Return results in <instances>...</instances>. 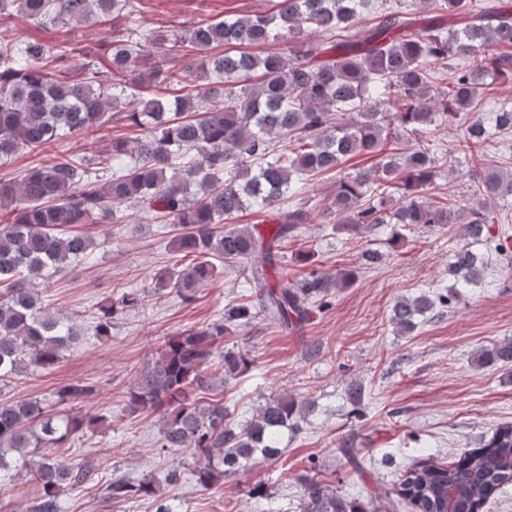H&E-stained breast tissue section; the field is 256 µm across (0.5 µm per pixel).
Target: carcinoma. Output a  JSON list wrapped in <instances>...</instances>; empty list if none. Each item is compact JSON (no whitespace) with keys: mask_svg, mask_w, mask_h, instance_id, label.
Wrapping results in <instances>:
<instances>
[{"mask_svg":"<svg viewBox=\"0 0 512 512\" xmlns=\"http://www.w3.org/2000/svg\"><path fill=\"white\" fill-rule=\"evenodd\" d=\"M438 16L416 28L406 12L382 13L378 0H274L265 14L205 19L185 33L146 32L131 0H0V22L15 16L36 28L57 31L56 51L39 38L0 34V161L20 152L39 154L46 145L77 138L110 141L96 156L63 154L34 161L16 183L0 182V381L30 368L53 370L77 336L78 323L46 308L38 285L90 256L94 240L79 231L86 224H121L128 212L156 215L176 228L173 248L189 262L161 275L155 289L169 288L185 303L216 273L214 259L239 262L263 252L271 256L315 212L301 201L284 210L281 201L299 194L296 181L329 175L336 208L352 233L368 224H401L413 230L463 224L473 242L484 241L494 223L487 206L458 207L420 200L439 176L428 151L404 153L410 136L428 134L436 121L481 105L485 77H512V0L478 11L471 0H434ZM379 22L350 37L364 12ZM447 15L462 16L460 28ZM110 24L116 35L102 59L71 64L72 23ZM306 30L328 35L319 44L297 45ZM271 42L281 51L263 55L240 50ZM498 48L488 53L490 46ZM189 59L195 79L181 81L166 59ZM449 58L467 65L449 68L439 79L432 65ZM202 81L197 86L194 80ZM348 123L337 122L338 112ZM121 121L138 131L128 140L112 135ZM494 127L512 131V107L494 113ZM489 131L480 121L466 127L458 149L472 163L483 161ZM279 139L282 148L274 147ZM371 155L375 168L348 172L351 159ZM475 194L494 201L512 195V172H487ZM255 208L274 212L268 236L247 226L225 227ZM480 253L465 246L448 263L452 287L479 282ZM352 274L330 277L312 270L301 280L282 276L270 283L264 267L251 282L264 293L265 308L285 328L297 330L308 318V301L327 302L331 290ZM143 299L126 292L98 308L95 332L108 336L118 310ZM448 297L427 294L398 300L391 320L401 333ZM251 317L250 308L224 309L207 327H190L168 340L154 364L138 374L128 391L131 411L159 414L157 447L192 450L198 483L207 488L247 469L262 457L279 455V434L311 409L286 393L273 395L244 425L228 419L224 404L203 403L216 387L208 364L224 332ZM483 359L512 363V341L486 350ZM251 360L224 352V373L236 377ZM89 391L78 382L62 384L57 402L71 404ZM98 418L51 413L38 401L0 402V471L15 453L40 494L33 512H61L65 490L87 480L92 467L60 455L72 434ZM512 485V425L495 429L482 447L437 464L426 458L402 476L396 494L420 512H480L499 490ZM301 512H383V500L357 505L313 477L302 479ZM151 481L117 478L105 499L121 504L152 497Z\"/></svg>","mask_w":512,"mask_h":512,"instance_id":"obj_1","label":"carcinoma"}]
</instances>
